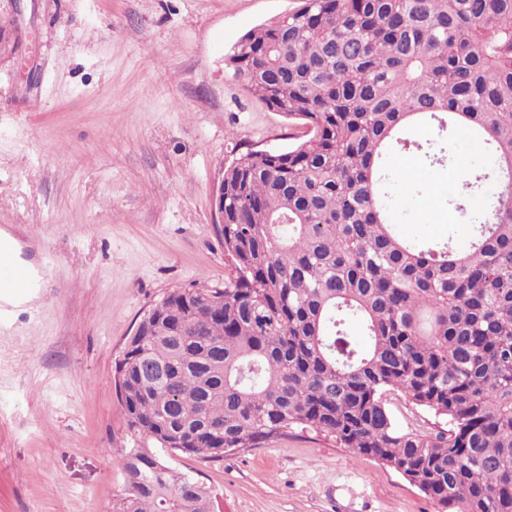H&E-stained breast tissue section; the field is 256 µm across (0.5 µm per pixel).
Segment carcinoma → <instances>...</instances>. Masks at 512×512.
Wrapping results in <instances>:
<instances>
[{
	"label": "carcinoma",
	"mask_w": 512,
	"mask_h": 512,
	"mask_svg": "<svg viewBox=\"0 0 512 512\" xmlns=\"http://www.w3.org/2000/svg\"><path fill=\"white\" fill-rule=\"evenodd\" d=\"M226 62L309 138L224 166V287L168 292L129 338L115 372L136 445L112 512H215L157 450L214 461L294 429L442 512H512V0H301ZM432 121L486 146L467 196L498 188L465 249L391 222L390 146ZM392 394L448 428L401 431Z\"/></svg>",
	"instance_id": "carcinoma-1"
}]
</instances>
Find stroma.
Listing matches in <instances>:
<instances>
[{
    "mask_svg": "<svg viewBox=\"0 0 512 512\" xmlns=\"http://www.w3.org/2000/svg\"><path fill=\"white\" fill-rule=\"evenodd\" d=\"M299 0H0V233L36 292L1 295L0 512H112L133 447L115 366L168 291L224 285L212 198L225 164L303 138L227 66L231 46ZM451 166L416 151L393 221L414 241L465 246L496 187L453 224L428 223L485 155L451 132ZM216 512H441L391 467L292 430L207 461L176 455Z\"/></svg>",
    "mask_w": 512,
    "mask_h": 512,
    "instance_id": "1",
    "label": "stroma"
}]
</instances>
